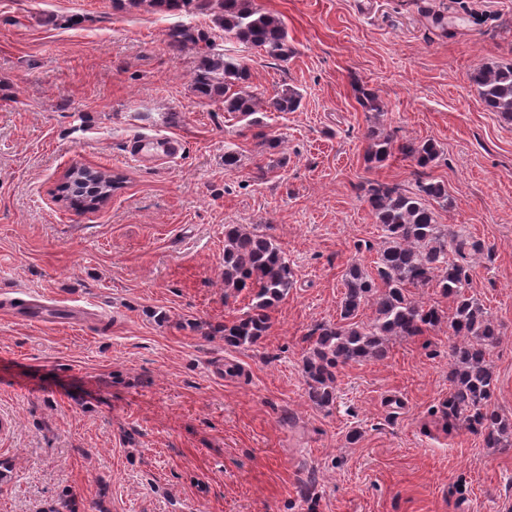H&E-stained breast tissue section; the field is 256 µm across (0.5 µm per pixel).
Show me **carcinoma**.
I'll return each instance as SVG.
<instances>
[{
	"label": "carcinoma",
	"mask_w": 512,
	"mask_h": 512,
	"mask_svg": "<svg viewBox=\"0 0 512 512\" xmlns=\"http://www.w3.org/2000/svg\"><path fill=\"white\" fill-rule=\"evenodd\" d=\"M113 7L144 8L154 12H182L188 8L212 15L224 36L286 62L293 53L288 32L276 16L255 7L253 0H113ZM174 50L192 47L197 54L193 75L196 95L220 103L224 111L248 120V126H263L259 112H294L300 92L285 87L268 100L250 90V70L234 56L214 52L210 41L194 27L181 24L166 33ZM469 81L485 107L512 123V62H490L473 68ZM358 103L365 112H383L378 95L360 89ZM365 161L379 167L394 153L410 159L417 174L416 189L373 183L367 203L386 238V247L371 274L361 264H351L344 273L340 320L319 324L310 333V346L303 360L306 394L318 406L336 402L339 370L367 359L387 356L391 337H415L448 322L454 336L449 346L448 399L440 413L451 425H464L483 436L494 448H512V419L487 408L496 387V376L487 360L498 342V325L484 306L468 293L472 266L466 253L482 249L449 224L436 220L433 204L448 206V186L433 179L427 170L440 157L432 140L399 141L391 131L374 127L366 135ZM224 287L251 298L248 310L232 322L212 327L224 344L234 348L255 345L270 328V312L287 295L293 271L283 251L272 239L240 224L224 226ZM434 286L452 298L450 318L434 305L413 298L411 289ZM372 309L368 321L357 317L364 307ZM55 512H86L83 500L65 494Z\"/></svg>",
	"instance_id": "obj_1"
}]
</instances>
